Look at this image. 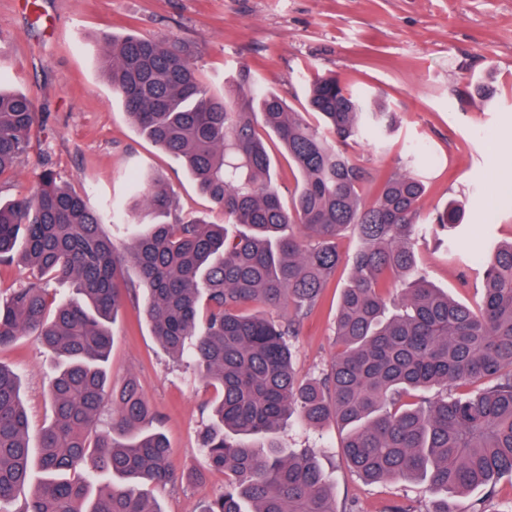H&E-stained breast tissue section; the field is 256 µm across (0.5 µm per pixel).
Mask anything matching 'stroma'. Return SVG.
I'll list each match as a JSON object with an SVG mask.
<instances>
[{
    "mask_svg": "<svg viewBox=\"0 0 512 512\" xmlns=\"http://www.w3.org/2000/svg\"><path fill=\"white\" fill-rule=\"evenodd\" d=\"M130 28L189 45L199 75L218 90L247 65L297 111L320 76L385 99L402 117L398 129L347 147L370 173L364 193L373 196L378 176L408 161L427 184L422 217L464 200L459 262L448 263L431 237L417 250L434 286L479 302L483 258L493 243L512 238V0H0V85L29 95L38 110L31 148L17 174L0 180V198L34 194L52 168L91 207L122 209L125 223L112 230L121 250L131 243V225L149 220L147 210L127 208L130 175L163 176L183 217L209 210L181 163L139 136L99 68L97 33ZM480 82L494 87L493 100L478 96ZM350 274L340 266L302 322L300 377L318 376L336 353L334 314ZM141 305L126 300L112 326L109 371L116 385L138 380L154 413L149 427L170 444L177 479L153 492L161 512H193L228 481L199 446L215 391L189 358L163 351ZM0 363L18 373L30 434L38 436L51 417L52 358L30 335L0 348ZM278 439L316 454L336 486L338 512H432L441 498L425 482L361 481L343 460L337 427H286Z\"/></svg>",
    "mask_w": 512,
    "mask_h": 512,
    "instance_id": "1",
    "label": "stroma"
}]
</instances>
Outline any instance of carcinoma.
Here are the masks:
<instances>
[{
    "label": "carcinoma",
    "mask_w": 512,
    "mask_h": 512,
    "mask_svg": "<svg viewBox=\"0 0 512 512\" xmlns=\"http://www.w3.org/2000/svg\"><path fill=\"white\" fill-rule=\"evenodd\" d=\"M99 41L101 72L138 134L183 162L224 223L182 218L173 188L150 174L130 179V209L144 206L155 222L123 252L106 232L119 224L114 210L92 208L51 168L35 194L0 201V268L32 270L0 300V348L35 333L58 359L51 422L35 447L19 377L0 364V512H161L151 490L176 479L171 450L144 429L151 409L136 380L111 391L107 372L110 323L140 289L160 346L190 355L217 393L201 448L230 479L194 512H336L314 453L279 443L291 422L344 430V458L366 481L428 482L445 494L432 512H487L498 478L512 474V240L486 256L480 306L457 301L432 286L415 246L423 232L442 233L453 257L462 201L420 225L426 183L405 169L385 175L368 203V172L338 147L392 132L400 117L385 101L321 77L307 92L311 123L247 67L215 91L176 40L130 31ZM37 119L31 97L0 89V178L17 173ZM269 131L299 174L288 203L273 182ZM347 231L359 246L336 310L339 350L321 377L302 381L301 320L342 264ZM392 275L404 288L391 309ZM52 282L77 298L56 301ZM286 307L282 319L264 313ZM478 488L470 508L448 503Z\"/></svg>",
    "instance_id": "cac0c4a2"
}]
</instances>
